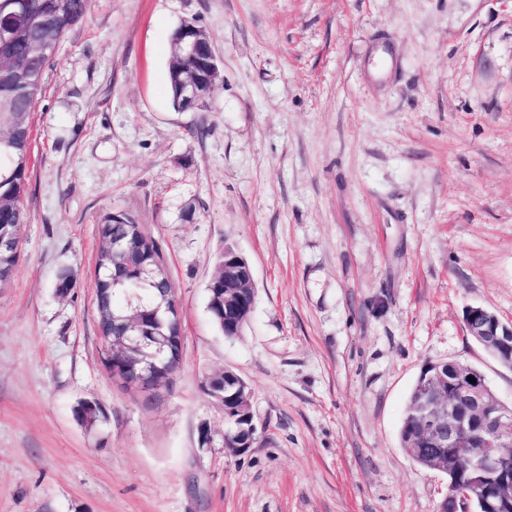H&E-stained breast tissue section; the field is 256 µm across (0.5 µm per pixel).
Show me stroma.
<instances>
[{
    "instance_id": "stroma-1",
    "label": "stroma",
    "mask_w": 512,
    "mask_h": 512,
    "mask_svg": "<svg viewBox=\"0 0 512 512\" xmlns=\"http://www.w3.org/2000/svg\"><path fill=\"white\" fill-rule=\"evenodd\" d=\"M187 21L220 61L205 112L171 105ZM32 128L0 512H438L447 475L400 445L423 364L472 365L512 405L463 323L512 322V0H89ZM118 212L160 246L183 328L151 393L103 362L92 277ZM228 246L255 291L231 337L207 310ZM227 369L258 427L239 456L203 386Z\"/></svg>"
}]
</instances>
